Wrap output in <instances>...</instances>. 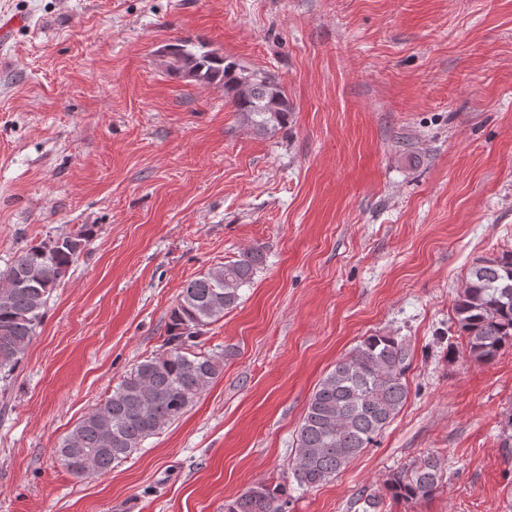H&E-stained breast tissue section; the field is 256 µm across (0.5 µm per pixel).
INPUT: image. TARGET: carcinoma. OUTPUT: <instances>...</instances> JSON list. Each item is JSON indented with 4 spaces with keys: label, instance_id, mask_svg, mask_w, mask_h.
<instances>
[{
    "label": "carcinoma",
    "instance_id": "cac0c4a2",
    "mask_svg": "<svg viewBox=\"0 0 512 512\" xmlns=\"http://www.w3.org/2000/svg\"><path fill=\"white\" fill-rule=\"evenodd\" d=\"M170 69H185L203 83H220L236 111L257 129L288 123L290 107L272 73L252 70L202 43L168 45ZM95 226L27 243L0 270V379H7L36 336L50 296L88 246ZM258 247L195 277L171 311L162 354L138 363L103 404L62 439L57 455L75 477L105 471L179 420L221 374L224 355L197 351L208 326L237 306L240 291L263 269ZM451 323L468 357L495 360L512 348V250L478 259L468 269L453 304ZM409 349L389 335H371L336 363L312 393L299 427L291 471L302 489L316 488L342 472L373 444L408 397ZM441 481L428 456L388 483L396 498L431 496ZM285 488L259 484L224 503V512H285Z\"/></svg>",
    "mask_w": 512,
    "mask_h": 512
}]
</instances>
